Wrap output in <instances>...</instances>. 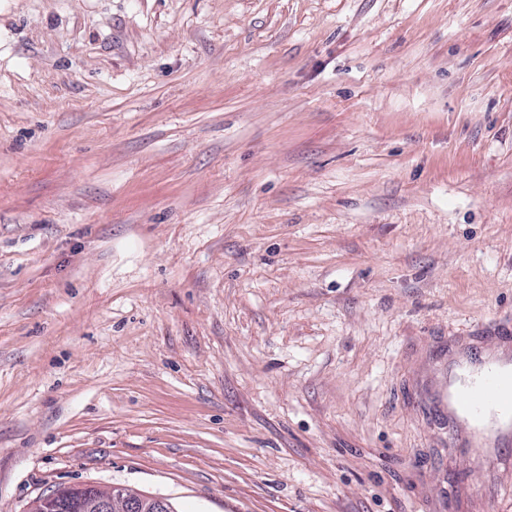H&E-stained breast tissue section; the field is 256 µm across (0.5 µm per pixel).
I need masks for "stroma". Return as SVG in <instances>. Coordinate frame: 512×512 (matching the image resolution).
Returning a JSON list of instances; mask_svg holds the SVG:
<instances>
[{
    "label": "stroma",
    "mask_w": 512,
    "mask_h": 512,
    "mask_svg": "<svg viewBox=\"0 0 512 512\" xmlns=\"http://www.w3.org/2000/svg\"><path fill=\"white\" fill-rule=\"evenodd\" d=\"M509 343L512 0H0V512H512ZM477 372L458 373L448 363L445 385L436 405L459 431V446L510 448L512 446V366L496 357L476 366ZM74 498L81 512H165L166 500L143 499L123 486L102 487L92 483L69 484L36 499L29 512H51L55 500Z\"/></svg>",
    "instance_id": "1"
}]
</instances>
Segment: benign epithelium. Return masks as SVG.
<instances>
[{"label":"benign epithelium","instance_id":"benign-epithelium-1","mask_svg":"<svg viewBox=\"0 0 512 512\" xmlns=\"http://www.w3.org/2000/svg\"><path fill=\"white\" fill-rule=\"evenodd\" d=\"M65 497L77 500L80 512H165L166 504L162 498H140L123 486L77 483L36 499L29 512H52L55 500Z\"/></svg>","mask_w":512,"mask_h":512}]
</instances>
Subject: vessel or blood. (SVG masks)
Instances as JSON below:
<instances>
[{
  "instance_id": "vessel-or-blood-1",
  "label": "vessel or blood",
  "mask_w": 512,
  "mask_h": 512,
  "mask_svg": "<svg viewBox=\"0 0 512 512\" xmlns=\"http://www.w3.org/2000/svg\"><path fill=\"white\" fill-rule=\"evenodd\" d=\"M445 385L436 397L439 409L459 432L465 449L512 446V366L491 357L477 372L444 371Z\"/></svg>"
}]
</instances>
